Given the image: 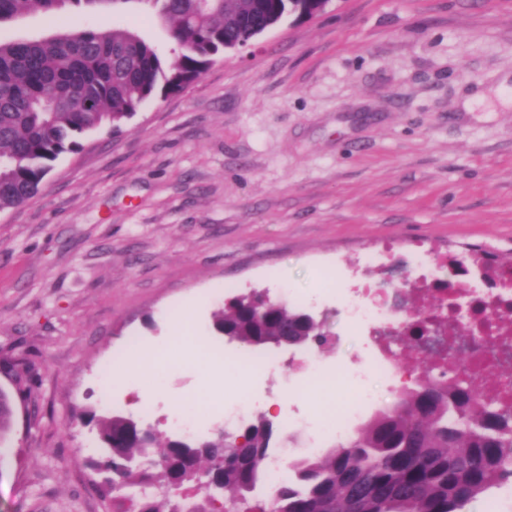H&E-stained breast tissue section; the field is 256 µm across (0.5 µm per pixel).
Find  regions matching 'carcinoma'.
Masks as SVG:
<instances>
[{
	"label": "carcinoma",
	"instance_id": "1",
	"mask_svg": "<svg viewBox=\"0 0 512 512\" xmlns=\"http://www.w3.org/2000/svg\"><path fill=\"white\" fill-rule=\"evenodd\" d=\"M138 3L167 27L172 57L137 33L114 26L83 28L41 39L0 43V212L35 196L66 152L86 132L115 130L157 94L184 90L227 50L257 39L287 17L311 16L322 0H0V23L32 10L63 19L71 11ZM260 293L235 297L215 314L214 328L251 347L281 336L329 344L305 310L275 303L257 315ZM134 419L98 421L102 447L90 463L107 469L112 512H225L201 486V473L224 461L218 477L232 512H460L479 495L512 481V415L485 402L474 387L427 379L396 406L377 414L346 441L321 455L288 463V478L267 481L276 453L274 426L261 416L237 430L242 460L217 436L203 447L132 433ZM11 428L9 398L0 396V440Z\"/></svg>",
	"mask_w": 512,
	"mask_h": 512
}]
</instances>
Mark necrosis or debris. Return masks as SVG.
<instances>
[{
  "mask_svg": "<svg viewBox=\"0 0 512 512\" xmlns=\"http://www.w3.org/2000/svg\"><path fill=\"white\" fill-rule=\"evenodd\" d=\"M411 262L418 273L410 301L397 287L365 283L340 289L337 298L351 328L368 334V356L357 365L328 372L316 350L303 357L306 378L327 385L352 379L372 380L397 388L407 377L452 376L485 389L498 379L497 403L512 410V265L483 270L469 277L460 264L415 250ZM438 324H457L458 333L432 332L421 352L428 364L400 360L414 340L420 317Z\"/></svg>",
  "mask_w": 512,
  "mask_h": 512,
  "instance_id": "necrosis-or-debris-1",
  "label": "necrosis or debris"
}]
</instances>
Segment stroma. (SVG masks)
Listing matches in <instances>:
<instances>
[{"mask_svg": "<svg viewBox=\"0 0 512 512\" xmlns=\"http://www.w3.org/2000/svg\"><path fill=\"white\" fill-rule=\"evenodd\" d=\"M73 21L119 25L170 53L164 23L142 10ZM64 30L33 12L0 25V42ZM477 92L490 105L466 111ZM81 144L37 196L0 213V388L14 408L0 512H112L87 464L96 419L177 438V399L198 408L197 440L223 426L230 400L261 392L284 403L273 415L281 458L332 448L319 409L284 400L296 368L204 387L214 354L248 351L214 330V314L289 288L335 336L321 354L332 369L360 350L338 286L411 281L390 263L358 266L362 254L420 246L468 268L474 246L512 256V0H329ZM183 309L189 360L175 346ZM163 346L165 366L144 364L104 393L128 350ZM148 384L158 391L141 398Z\"/></svg>", "mask_w": 512, "mask_h": 512, "instance_id": "35a3bbf8", "label": "stroma"}]
</instances>
